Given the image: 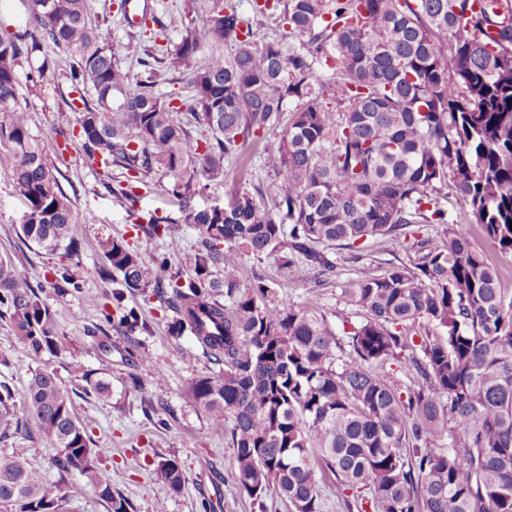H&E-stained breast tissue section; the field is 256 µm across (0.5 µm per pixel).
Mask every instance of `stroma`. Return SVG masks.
I'll return each instance as SVG.
<instances>
[{
	"label": "stroma",
	"mask_w": 512,
	"mask_h": 512,
	"mask_svg": "<svg viewBox=\"0 0 512 512\" xmlns=\"http://www.w3.org/2000/svg\"><path fill=\"white\" fill-rule=\"evenodd\" d=\"M157 21L147 26H130L123 20L120 0H89L92 16L111 14L112 37L126 63L135 62L144 50L164 47L158 39L159 25H166L169 37L189 7L204 9L206 0H148ZM19 103L29 113L32 135L45 149L49 163L63 191L71 198L81 224L79 264L75 273L81 288L60 293L54 288V266L59 256L24 244L18 236L27 202L12 177V160L0 145V256L10 257L17 270L32 282L41 284L40 298L58 313L59 330L70 350L61 356L37 353L8 321L0 320V381L22 392L36 370L53 372L59 385L72 395L75 416L87 424L95 446L103 448L102 463L112 477V492L126 499L128 512H290L291 507L276 491H268L262 501L242 492L235 479L234 449L229 437L211 429L207 413L189 393L190 383L199 377L219 374L221 367L205 355L191 334L176 337L169 327L174 312L153 294L126 295L127 306L139 307L147 319V330L126 335L110 331L102 335L100 311L89 298L111 292V284L99 276L103 258L98 251L100 238H125L143 254L166 251L173 266H181L193 253L197 232L187 217L191 211L215 204H226L234 191L261 189L263 201L275 219L277 189L263 166V157L277 140L276 131H259L245 156L230 167L227 181L209 183L203 193L183 200L169 193L170 179L152 174L147 187L138 189L136 202L115 197L100 183L95 164L77 140L79 115L74 112L70 89L63 75L48 76L40 84L19 80ZM438 206L448 214V222L464 226L473 245L483 251L502 270V286L512 294V258L501 255L485 238L481 228L469 221L468 207L456 193L439 195ZM176 225L167 239L148 237L141 224L150 217ZM441 224H414L409 234L364 242L360 251L333 247L329 254L335 272L323 285L296 278L272 263H259L244 249L236 250L234 262L241 279L263 273L273 293L290 305L323 316L335 330L342 348H349L353 325L362 313L347 308L340 299L344 288L356 280L361 264L413 266L417 254L415 238H443ZM150 356L156 373L137 369L129 361L130 352ZM102 380L110 385L109 396L83 398L86 380ZM23 450L28 462L55 478L52 460L57 454L48 442L15 434L0 440V452ZM176 460L186 482L181 493L169 491L156 474L164 459Z\"/></svg>",
	"instance_id": "1"
}]
</instances>
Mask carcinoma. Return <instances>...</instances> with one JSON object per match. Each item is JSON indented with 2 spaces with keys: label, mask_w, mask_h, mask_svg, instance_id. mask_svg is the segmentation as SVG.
I'll use <instances>...</instances> for the list:
<instances>
[{
  "label": "carcinoma",
  "mask_w": 512,
  "mask_h": 512,
  "mask_svg": "<svg viewBox=\"0 0 512 512\" xmlns=\"http://www.w3.org/2000/svg\"><path fill=\"white\" fill-rule=\"evenodd\" d=\"M480 2L477 9L474 0H253L254 18L276 29L259 44L253 22L230 0H207L205 13L181 20L165 56L140 61L150 74L190 71L187 112L210 130L204 140L155 82H132L111 22L92 19L87 0H28L26 24L0 32V114L8 116L0 132L28 202L20 234L51 254L79 256L80 220L19 105L22 62L36 63L32 81L71 57L78 140L105 188L119 172L118 195L128 201L156 171L172 178V195H197L225 177L258 131L280 130L264 163L286 220L237 191L220 209L188 215L201 249L177 270L163 252L146 256L125 239L98 240L100 274L115 302L104 314L108 325L146 329L122 302L149 290L176 313L174 333L190 331L224 363L189 392L214 429L231 423L237 485L252 498L273 487L294 512H320L318 474L328 472L339 486L365 491L374 512H512V296L466 231L451 225L441 241H418L413 270L361 267L341 293L364 315L346 355L324 318L277 299L260 278L241 279L223 249L244 247L320 284L335 269L330 246L353 249L413 224L446 223L444 211L426 205L428 192L451 186L470 221L512 257V0ZM444 36L454 43L451 79ZM323 60L331 61L340 110L322 104ZM54 287L65 293L80 282L63 267ZM0 317L34 351L68 352L57 311L2 257ZM425 323L447 335L419 331ZM412 334L421 335L415 349ZM401 358L418 375L405 397L387 370ZM31 419L58 449L57 478L15 451L0 453L1 505L65 512L77 472L107 512H128L112 495L103 449L49 371L32 374L20 407L0 382V439ZM158 476L182 491L176 460L162 461Z\"/></svg>",
  "instance_id": "cac0c4a2"
}]
</instances>
